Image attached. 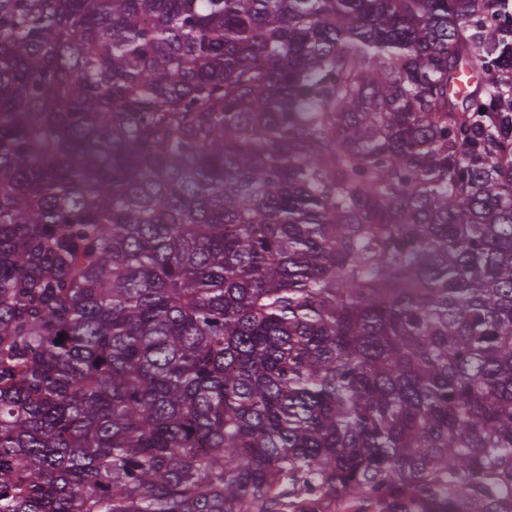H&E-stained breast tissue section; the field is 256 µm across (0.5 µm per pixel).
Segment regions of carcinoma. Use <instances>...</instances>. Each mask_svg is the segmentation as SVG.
Listing matches in <instances>:
<instances>
[{"label": "carcinoma", "mask_w": 512, "mask_h": 512, "mask_svg": "<svg viewBox=\"0 0 512 512\" xmlns=\"http://www.w3.org/2000/svg\"><path fill=\"white\" fill-rule=\"evenodd\" d=\"M338 497L512 512V0H0V512Z\"/></svg>", "instance_id": "1"}]
</instances>
